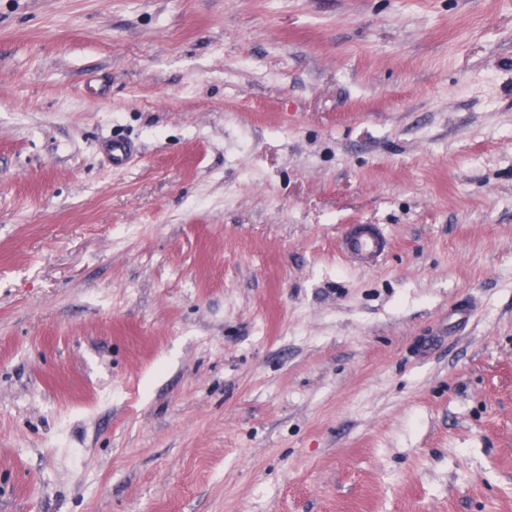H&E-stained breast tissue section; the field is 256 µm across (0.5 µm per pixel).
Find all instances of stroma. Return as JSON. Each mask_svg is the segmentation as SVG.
I'll return each mask as SVG.
<instances>
[{"instance_id": "stroma-1", "label": "stroma", "mask_w": 512, "mask_h": 512, "mask_svg": "<svg viewBox=\"0 0 512 512\" xmlns=\"http://www.w3.org/2000/svg\"><path fill=\"white\" fill-rule=\"evenodd\" d=\"M0 512H512V0H0ZM344 247L352 257L368 264H375L386 250L385 233L376 225L352 227L346 233Z\"/></svg>"}]
</instances>
